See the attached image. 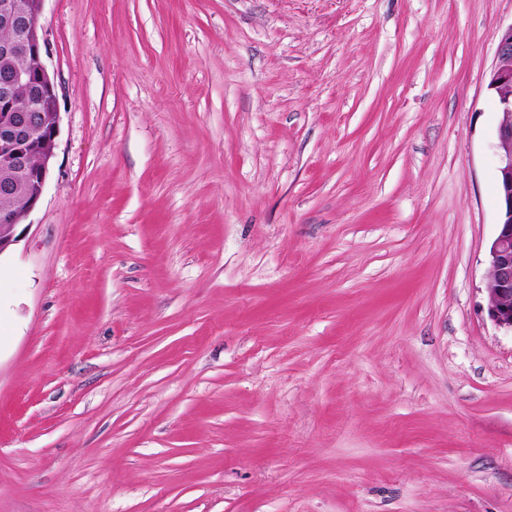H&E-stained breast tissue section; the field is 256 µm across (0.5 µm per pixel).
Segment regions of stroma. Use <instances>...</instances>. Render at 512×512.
Returning <instances> with one entry per match:
<instances>
[{"instance_id":"1","label":"stroma","mask_w":512,"mask_h":512,"mask_svg":"<svg viewBox=\"0 0 512 512\" xmlns=\"http://www.w3.org/2000/svg\"><path fill=\"white\" fill-rule=\"evenodd\" d=\"M0 257V512H512L486 315L512 0H44ZM44 0H0V257L18 241L17 227L41 202L57 148L58 93L47 65ZM8 31V32H6ZM24 62V65H23ZM22 66V67H20ZM20 67V68H17ZM33 91L23 100L19 89ZM21 95L25 96V90ZM33 155L37 161L32 162ZM7 169V170H6ZM23 197V198H22ZM24 199V200H23ZM24 205V206H23ZM21 208L14 210L9 207Z\"/></svg>"}]
</instances>
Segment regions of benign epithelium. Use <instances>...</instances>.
Segmentation results:
<instances>
[{
  "mask_svg": "<svg viewBox=\"0 0 512 512\" xmlns=\"http://www.w3.org/2000/svg\"><path fill=\"white\" fill-rule=\"evenodd\" d=\"M43 2L0 0V30L11 33L0 41V57L8 63L0 75V166L18 175L0 180V198L24 199L20 210L0 207V256L16 244L17 227L40 204L57 148L58 93L46 65ZM14 59L24 65H9ZM487 80L502 111L496 131L500 212L488 253L487 315L498 327L512 331V24L500 31ZM21 88L33 95L20 99Z\"/></svg>",
  "mask_w": 512,
  "mask_h": 512,
  "instance_id": "obj_1",
  "label": "benign epithelium"
}]
</instances>
